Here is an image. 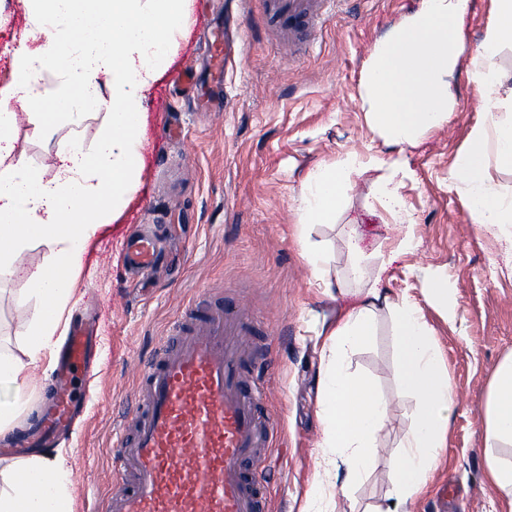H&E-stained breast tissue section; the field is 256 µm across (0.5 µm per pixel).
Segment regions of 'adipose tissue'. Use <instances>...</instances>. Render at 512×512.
I'll return each mask as SVG.
<instances>
[{"label": "adipose tissue", "mask_w": 512, "mask_h": 512, "mask_svg": "<svg viewBox=\"0 0 512 512\" xmlns=\"http://www.w3.org/2000/svg\"><path fill=\"white\" fill-rule=\"evenodd\" d=\"M29 20L43 33L38 49H21L14 59L15 86L0 89V282L19 276L20 257L34 245L49 249L47 260L24 277L25 291L37 305L20 325L19 353L0 352V440L11 436L26 411L24 393L46 379L54 352L65 336L70 304L83 274V257L137 186L141 168V93L156 80L173 54L188 0H26ZM470 0H422L403 34L378 45L360 82L371 128L387 141L415 146L418 134L450 116L448 75L460 54L461 25ZM512 43V0H496L494 21L474 57L472 80L478 89L494 87L496 101L471 132L469 144L450 176L464 186L473 223L512 224V200L487 183L489 165L512 171V73L486 62ZM62 72L54 96L40 75ZM31 105L27 119L51 133L60 112L107 110L108 121L91 150L73 141L59 152L51 178L36 175L14 154L15 113L10 100ZM379 171L374 190L378 207L405 233L389 252L412 249L414 218L403 190L413 178L407 159L348 155L312 171L299 194L307 223H328L349 187L352 172ZM350 275L360 281L325 334L317 384L319 443L323 465H343L342 496H350L371 472V448L385 428L389 407L374 383L351 372L347 351L365 345L380 311L393 320L398 366L408 390L419 398L402 450L390 462L392 489L377 512H406L438 463L454 412L445 359L422 309L408 295H390L381 286L385 252L367 254L350 245ZM489 475L512 512V355L494 369L484 421ZM75 452L57 448L15 461L0 470V512H73L71 460Z\"/></svg>", "instance_id": "obj_1"}]
</instances>
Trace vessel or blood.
I'll use <instances>...</instances> for the list:
<instances>
[{
  "instance_id": "obj_1",
  "label": "vessel or blood",
  "mask_w": 512,
  "mask_h": 512,
  "mask_svg": "<svg viewBox=\"0 0 512 512\" xmlns=\"http://www.w3.org/2000/svg\"><path fill=\"white\" fill-rule=\"evenodd\" d=\"M313 16L309 0L272 5V20L292 29ZM157 261L146 236L128 243L126 263L138 277ZM241 316L201 298L189 301L152 358L139 364L133 406L113 433V478L101 512H264L259 461L279 435V420L262 409L258 361ZM97 331L92 315L72 326L35 440L72 425L79 406L71 385L93 366Z\"/></svg>"
}]
</instances>
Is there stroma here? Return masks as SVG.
Instances as JSON below:
<instances>
[{
  "label": "stroma",
  "mask_w": 512,
  "mask_h": 512,
  "mask_svg": "<svg viewBox=\"0 0 512 512\" xmlns=\"http://www.w3.org/2000/svg\"><path fill=\"white\" fill-rule=\"evenodd\" d=\"M270 0H189L186 26L170 64L143 93L145 112L139 187L84 255L86 276L74 309L100 313L98 364L79 375L76 391L86 416L60 440L76 451L74 512H95L112 481V434L129 409L131 367L150 356L183 301L200 290L237 300L247 317L268 324L272 366L268 405L281 422L274 448L261 463L268 512H300L307 497L334 495L341 477L320 480L316 380L324 334L343 300L313 285L302 244H318L331 278L354 287L348 274L349 233L367 253L399 236L397 224L373 199L377 172L352 174L330 223L302 225L298 196L309 172L348 154L398 157L370 128L359 93L375 47L417 11L421 0H324L315 29L288 42L267 19ZM495 0H471L461 26L462 52L449 76L452 114L419 137L408 160L414 180L405 190L414 214L415 248L394 255L382 276L386 291L408 293L433 328L455 396L446 446L424 491L408 512H446L436 496L452 485L461 512H503L484 453V416L495 366L512 355V235L471 220L464 188L449 176L488 104L471 80V61L493 19ZM23 0H0V87L15 79L12 59L37 48ZM236 39L233 64L215 86L206 43L224 30ZM192 71L194 97L172 82ZM104 112L62 116L52 135L32 123L16 129L15 153L33 171L48 172L57 153L81 137L92 147ZM158 232L161 258L150 279L134 287L124 265L129 237ZM447 278L456 323L428 304L422 286ZM24 283H0V346L18 351L19 325L35 301ZM353 372L371 379L389 404V422L376 442L371 474L342 501L344 512H373L391 487L388 461L414 418L418 399L395 367L391 322L380 315L367 345L349 352Z\"/></svg>",
  "instance_id": "35a3bbf8"
}]
</instances>
